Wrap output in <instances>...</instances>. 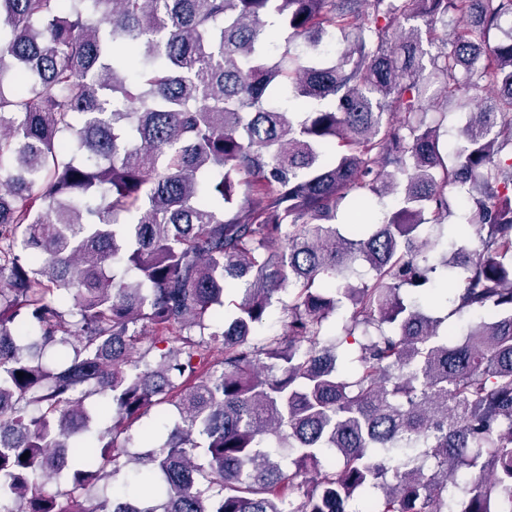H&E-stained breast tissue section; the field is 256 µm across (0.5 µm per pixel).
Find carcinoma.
<instances>
[{
    "label": "carcinoma",
    "instance_id": "1",
    "mask_svg": "<svg viewBox=\"0 0 512 512\" xmlns=\"http://www.w3.org/2000/svg\"><path fill=\"white\" fill-rule=\"evenodd\" d=\"M505 17L0 0V512H512ZM446 107V112H448V123L441 129L443 132L442 138L444 142H454L456 144L458 130L466 123L468 112L470 111L463 107L455 97H448Z\"/></svg>",
    "mask_w": 512,
    "mask_h": 512
}]
</instances>
